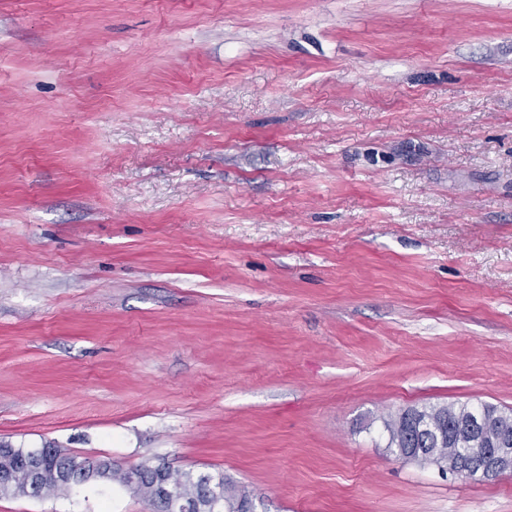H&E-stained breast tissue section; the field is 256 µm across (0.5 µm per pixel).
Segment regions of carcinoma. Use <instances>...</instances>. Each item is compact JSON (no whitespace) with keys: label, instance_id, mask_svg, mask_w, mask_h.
Segmentation results:
<instances>
[{"label":"carcinoma","instance_id":"1","mask_svg":"<svg viewBox=\"0 0 512 512\" xmlns=\"http://www.w3.org/2000/svg\"><path fill=\"white\" fill-rule=\"evenodd\" d=\"M512 417V409L506 411L492 405L481 404L469 407L453 404L411 407L382 417L387 433V450L405 461L409 452L421 448L443 458L457 454L459 448H493L500 436L498 420ZM42 454L48 468H61L72 474V478L51 482L46 490L66 497L77 491L79 475L86 460H77L62 448H9L0 453V470L18 474V481L25 479L26 462L34 454ZM135 479L125 489L141 498L152 512H169L168 501L159 496L157 484L161 480L172 482L175 498L186 502H199L206 495L203 476L173 468L164 463L141 465L134 468ZM212 501L215 512H249L252 495L224 474L210 477Z\"/></svg>","mask_w":512,"mask_h":512}]
</instances>
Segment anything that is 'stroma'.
Wrapping results in <instances>:
<instances>
[{"label":"stroma","mask_w":512,"mask_h":512,"mask_svg":"<svg viewBox=\"0 0 512 512\" xmlns=\"http://www.w3.org/2000/svg\"><path fill=\"white\" fill-rule=\"evenodd\" d=\"M480 403L512 409V0H0V441L257 512H512L385 447ZM135 479L132 485H125L118 477L115 481L130 491L134 496L141 498L153 512H171L188 511L186 507L178 508V504L172 498L171 491L166 488L162 482L159 491L162 497H169L171 500V510L168 501L159 496L157 484L161 480L169 479L172 482V493L175 499L186 502H200L203 496L206 484L207 496L211 494V481L204 483L203 477L212 480L211 500L214 501V510L208 512H248L252 502V495L245 487L238 485L231 477L224 474L218 475V478L211 475L194 476L188 471L178 468H172L170 465L160 463L158 465H141L134 467ZM170 510V511H169Z\"/></svg>","instance_id":"obj_1"}]
</instances>
